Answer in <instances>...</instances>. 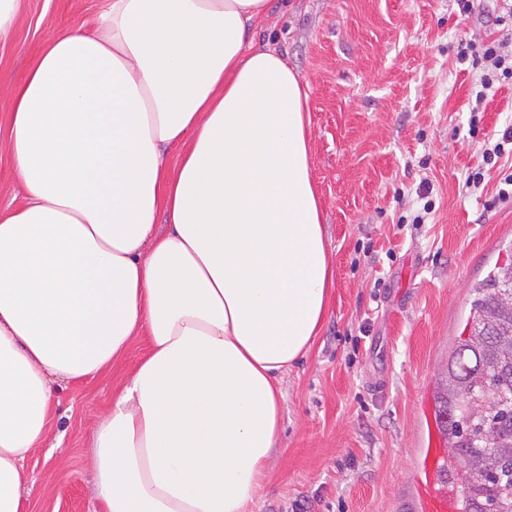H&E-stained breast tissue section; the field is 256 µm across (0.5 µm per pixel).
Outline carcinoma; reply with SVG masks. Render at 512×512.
<instances>
[{
  "mask_svg": "<svg viewBox=\"0 0 512 512\" xmlns=\"http://www.w3.org/2000/svg\"><path fill=\"white\" fill-rule=\"evenodd\" d=\"M435 400L461 512H512V256L475 284Z\"/></svg>",
  "mask_w": 512,
  "mask_h": 512,
  "instance_id": "1",
  "label": "carcinoma"
}]
</instances>
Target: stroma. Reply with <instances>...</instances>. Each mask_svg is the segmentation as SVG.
Listing matches in <instances>:
<instances>
[{"label": "stroma", "instance_id": "obj_1", "mask_svg": "<svg viewBox=\"0 0 512 512\" xmlns=\"http://www.w3.org/2000/svg\"><path fill=\"white\" fill-rule=\"evenodd\" d=\"M100 5L24 0L0 42L1 210L23 199L5 141L11 91L45 41L91 26ZM502 5L478 0L464 22L450 0H272L256 31L310 86L334 286L308 355L281 379L283 431L252 512H412L425 405L473 283L512 250V202L497 199L512 161L487 170L479 150L512 120V82L471 115L476 72L457 61L464 34L498 36ZM478 168L485 188L471 194L464 177ZM147 351L135 337L109 370L55 392L26 461V512H95L88 436Z\"/></svg>", "mask_w": 512, "mask_h": 512}]
</instances>
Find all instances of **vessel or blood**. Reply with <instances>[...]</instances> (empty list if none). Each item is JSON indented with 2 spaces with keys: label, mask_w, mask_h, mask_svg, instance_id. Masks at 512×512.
Instances as JSON below:
<instances>
[{
  "label": "vessel or blood",
  "mask_w": 512,
  "mask_h": 512,
  "mask_svg": "<svg viewBox=\"0 0 512 512\" xmlns=\"http://www.w3.org/2000/svg\"><path fill=\"white\" fill-rule=\"evenodd\" d=\"M447 460L444 440L432 439L421 460L424 477L416 486L417 512H458L455 493L448 483Z\"/></svg>",
  "instance_id": "b4317fda"
}]
</instances>
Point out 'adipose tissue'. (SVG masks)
<instances>
[{
  "mask_svg": "<svg viewBox=\"0 0 512 512\" xmlns=\"http://www.w3.org/2000/svg\"><path fill=\"white\" fill-rule=\"evenodd\" d=\"M269 5L103 0L14 87L24 201L0 213V512H25L55 383L107 370L141 334L146 356L88 439L101 512H249L260 497L279 379L333 286L309 89L248 34Z\"/></svg>",
  "mask_w": 512,
  "mask_h": 512,
  "instance_id": "adipose-tissue-1",
  "label": "adipose tissue"
}]
</instances>
